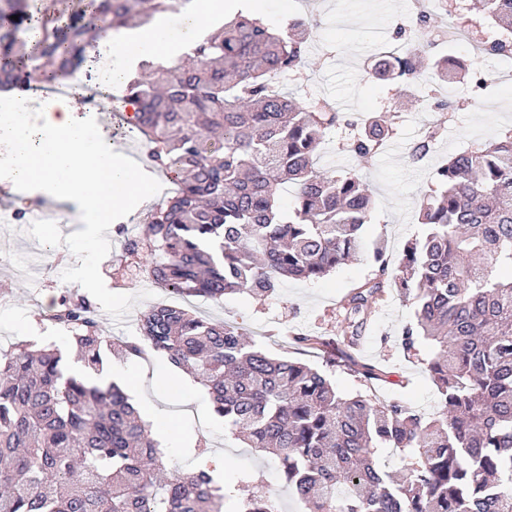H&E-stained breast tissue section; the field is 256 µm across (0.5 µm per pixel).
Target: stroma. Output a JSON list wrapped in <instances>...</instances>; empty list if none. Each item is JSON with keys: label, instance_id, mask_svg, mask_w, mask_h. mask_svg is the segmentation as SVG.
<instances>
[{"label": "stroma", "instance_id": "35a3bbf8", "mask_svg": "<svg viewBox=\"0 0 512 512\" xmlns=\"http://www.w3.org/2000/svg\"><path fill=\"white\" fill-rule=\"evenodd\" d=\"M413 2L268 0L266 4L267 17L277 27L309 15L317 19L305 62L309 81L293 93L300 100L311 93L333 100L342 107L345 122L319 146L315 169L332 173L354 170L361 175L374 197L366 241L382 242L393 266L405 244L425 232L418 214L427 199L439 192L433 178L435 169L456 152L481 147L512 131V85L490 83L483 103L469 105L472 86L468 72L475 63L472 52L463 45L434 43L428 32L411 31ZM401 26L406 27L405 37L417 52L449 55L461 63L452 88L466 104L463 111L424 112L423 95L434 86L431 74H424L417 91L409 96L396 82L371 77L372 54L394 46L393 34ZM371 115L391 124L394 134L377 155L362 161L344 145L352 125ZM429 129L437 133L433 148L422 160H414L411 150ZM171 185L169 177L157 174V189L145 197L141 209L124 221L122 229L104 234L103 262L95 269L91 286L82 283L72 259L82 243L70 205L40 199L45 212L61 215L58 224H0V351L21 343L53 345L63 350L68 365H76L78 358L68 332L48 318L58 299L71 293L88 296L101 328L115 339L136 335L141 314L155 304L166 303L206 319L244 327L254 344L270 356L300 360L325 371L342 395L394 400L428 416L437 412V392L425 365L428 346H418L415 354L407 355L398 342L402 328L414 319L411 300L398 288H390L385 299L373 306L360 352L361 361L386 371V379L370 382L344 364H326L325 344L336 340L344 319L341 299L378 272L369 258L342 265L320 279L284 280L276 295L262 304L238 293L225 295L219 303L186 299L145 278L142 267L158 261L159 256L147 248L138 257L126 256L125 238L144 235L145 212L161 203L162 189ZM295 330L320 337L322 347L293 345L290 334ZM123 366L136 379L135 389L129 392L131 400L151 403L156 419L174 428V438L163 447L169 469L192 472L201 455L207 454L223 460L226 484L237 486L250 476L263 479L277 494L279 512H304L270 456L245 447L225 430L200 384L187 381L185 373L166 357L152 352L125 360Z\"/></svg>", "mask_w": 512, "mask_h": 512}]
</instances>
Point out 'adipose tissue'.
<instances>
[{"label": "adipose tissue", "mask_w": 512, "mask_h": 512, "mask_svg": "<svg viewBox=\"0 0 512 512\" xmlns=\"http://www.w3.org/2000/svg\"><path fill=\"white\" fill-rule=\"evenodd\" d=\"M264 8V0H194L181 36H174L159 18L149 27L102 37V56L114 59L108 82L121 87L127 70L143 58L178 56L212 17ZM81 93L76 85L66 102L37 111L21 103L0 114V184L70 203L92 255L106 224L139 202L144 178L113 150L108 134L90 114L80 111Z\"/></svg>", "instance_id": "1"}]
</instances>
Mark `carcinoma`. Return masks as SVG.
Listing matches in <instances>:
<instances>
[{
	"mask_svg": "<svg viewBox=\"0 0 512 512\" xmlns=\"http://www.w3.org/2000/svg\"><path fill=\"white\" fill-rule=\"evenodd\" d=\"M191 0H86L67 20L38 17L28 0H0V89L30 72L52 84L86 61L90 25L99 34L150 24ZM482 17L512 32V0H481ZM18 16V20L11 16ZM313 24L276 29L235 16L205 34L188 64L139 63L125 89L128 124L149 158L178 188L148 217L160 261L149 280L187 297L220 302L243 293L262 303L288 278L317 279L367 250L362 229L372 195L356 173L320 175L319 142L341 123L328 99L303 105L276 82L301 71ZM444 84L458 65L413 50L383 52L378 80L417 82L420 69ZM392 129L368 117L346 142L358 159L375 156ZM440 192L422 209L426 234L408 242L388 269L373 247L379 277L345 297L339 341L346 356L388 284L413 300L402 334L409 353L433 348L427 371L437 386L435 418L398 402L344 397L302 362L273 358L239 326L157 304L139 336L104 335L92 303L73 295L52 320L70 325L90 372L112 360L167 356L209 394L214 414L249 448L273 455L306 512H512V136L452 155L437 168ZM295 188L284 217L279 190ZM402 453L391 474L375 449ZM202 465L166 473L163 452L118 385L68 373L55 347L0 353V512H222L231 490ZM238 512H278L252 482Z\"/></svg>",
	"mask_w": 512,
	"mask_h": 512,
	"instance_id": "1",
	"label": "carcinoma"
}]
</instances>
